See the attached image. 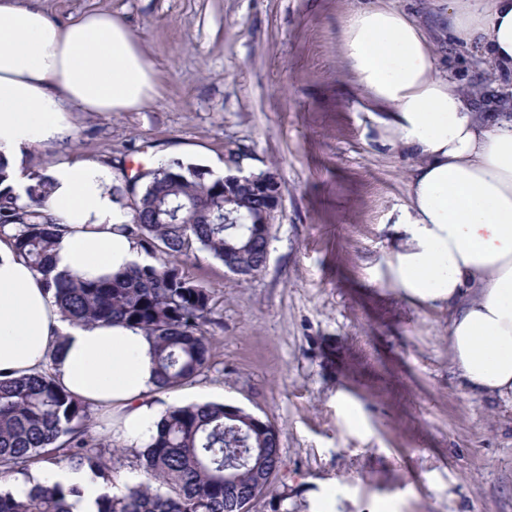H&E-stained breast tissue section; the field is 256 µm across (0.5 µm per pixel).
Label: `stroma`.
Instances as JSON below:
<instances>
[{
	"instance_id": "obj_1",
	"label": "stroma",
	"mask_w": 512,
	"mask_h": 512,
	"mask_svg": "<svg viewBox=\"0 0 512 512\" xmlns=\"http://www.w3.org/2000/svg\"><path fill=\"white\" fill-rule=\"evenodd\" d=\"M370 0H46L65 20L112 13L158 80L135 112L70 114L73 136L34 145L30 170L91 159L113 177L239 154L277 175L266 269L241 280L207 252L184 272L212 294L209 369L160 396L237 406L276 427L282 466L252 512H512V411L470 395L448 311L388 283L390 214L415 159L382 145L343 65L341 25ZM423 24L462 92L512 73L437 19L450 0H382Z\"/></svg>"
}]
</instances>
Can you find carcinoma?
I'll return each instance as SVG.
<instances>
[{"mask_svg": "<svg viewBox=\"0 0 512 512\" xmlns=\"http://www.w3.org/2000/svg\"><path fill=\"white\" fill-rule=\"evenodd\" d=\"M0 163V233L11 234L18 256L43 274L63 317L75 325L121 321L151 338L160 388L175 390L203 373L212 343L210 291L189 278L180 258L204 250L222 261L236 251L249 269L260 256L245 248L249 235L271 225L251 223V210L234 212L224 224V179L206 180L200 168L172 161L147 174L139 188L141 212L123 230L152 258L109 278L51 276L49 258L59 225L42 210L46 182L20 200ZM224 403L169 406L152 442L138 453L144 479L121 496L112 495L108 445L88 435L91 405L74 397L48 369L33 375L0 374V475L29 476L32 467L59 456L103 488L96 512H237L238 502L262 495L280 470L278 437L245 411L226 416ZM77 485L36 482L26 497L0 489V512H72Z\"/></svg>", "mask_w": 512, "mask_h": 512, "instance_id": "1", "label": "carcinoma"}]
</instances>
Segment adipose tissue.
<instances>
[{"label": "adipose tissue", "mask_w": 512, "mask_h": 512, "mask_svg": "<svg viewBox=\"0 0 512 512\" xmlns=\"http://www.w3.org/2000/svg\"><path fill=\"white\" fill-rule=\"evenodd\" d=\"M444 22L512 68V0H454ZM342 40L382 140L418 159L409 201L394 213L388 280L411 301L447 306L459 376L473 396L512 410V103L479 110L440 75L433 42L400 9L354 11ZM155 93L137 37L112 14L62 23L43 0H0V158L15 194L32 183L22 168L30 148L71 138L72 109L126 112ZM44 176L43 210L63 227L54 272L93 280L147 263L123 230L128 215L106 165L62 159ZM48 366L65 389L110 412L112 437L139 448L151 441L160 415L148 401L159 387L152 340L119 323L64 321L42 274L0 236V373Z\"/></svg>", "instance_id": "ef3b65f1"}]
</instances>
